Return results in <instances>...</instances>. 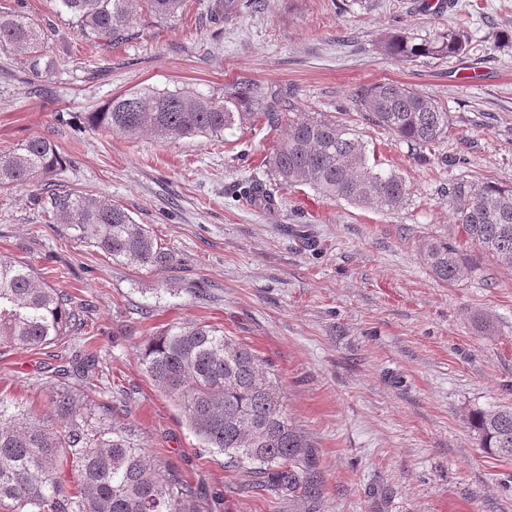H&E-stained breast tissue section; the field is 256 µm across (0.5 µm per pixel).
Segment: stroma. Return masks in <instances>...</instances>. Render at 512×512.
I'll return each instance as SVG.
<instances>
[{
    "label": "stroma",
    "instance_id": "35a3bbf8",
    "mask_svg": "<svg viewBox=\"0 0 512 512\" xmlns=\"http://www.w3.org/2000/svg\"><path fill=\"white\" fill-rule=\"evenodd\" d=\"M266 0L211 22L209 0L182 15L145 19L140 34L97 47L57 16L53 0H0L51 26L65 66L32 74L0 51V151L33 136L69 164L58 188L123 205L179 261L159 277L127 268L62 231L35 186L0 190V256L30 265L75 296L89 329L42 350L0 352V403L47 409L52 371L91 344L118 420L177 467L221 512H512V460L486 454L468 420L512 405V267L471 247L448 208L458 176L512 186V0ZM463 26V53L402 61L378 44L394 30L426 37ZM397 82L452 116L429 161L360 117V85ZM252 85L262 101L336 116L370 161L411 188L388 214L281 189L277 208L240 201V182L270 178L262 159L284 133L253 117L216 145L203 137L78 132L113 96L188 87L227 95ZM445 239L473 266L435 281L423 246ZM175 322L215 324L268 360L289 417L313 445L317 502L248 491L243 472L200 447L185 418L138 359L142 343Z\"/></svg>",
    "mask_w": 512,
    "mask_h": 512
}]
</instances>
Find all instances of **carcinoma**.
<instances>
[{"mask_svg": "<svg viewBox=\"0 0 512 512\" xmlns=\"http://www.w3.org/2000/svg\"><path fill=\"white\" fill-rule=\"evenodd\" d=\"M258 0H222L229 20ZM187 0H55L85 39L98 46L138 35L137 20L171 21ZM53 31L20 12L0 14V49L28 64L30 71L64 65L51 55ZM458 28L420 38L406 31L387 35L380 48L400 60L443 57L464 50ZM352 99L364 119L421 153L448 135L449 112L404 84L382 82L354 89ZM259 106L254 89L242 84L235 94L214 97L184 89L125 92L85 115L79 130H106L126 136L210 137L227 140ZM290 103L263 107L270 126L288 125L287 136L266 156L275 182L250 176L241 197L266 209L278 205L275 187L309 185L329 200H344L394 213L410 196L406 181L369 164L364 143L346 126L312 113L289 116ZM67 160L55 142L32 137L0 152V189L44 187L47 211L56 223L106 257L134 270L171 272L174 255L128 210L92 194L55 192L47 179ZM448 206L467 241L498 262L512 266V188L492 181L458 177L448 183ZM423 260L436 280L463 278L467 258L446 240L426 245ZM86 327L75 297L43 281L19 260L0 257V348L42 349L64 344ZM151 379L183 413L200 445L224 455V467L241 470L247 487L293 500L317 497L311 444L288 417L271 363L220 328L173 323L149 338L140 354ZM96 354L83 349L67 381L53 387L49 411L35 418L0 404V504L13 512H213L202 488L151 454L135 432L111 421L118 408L92 413ZM471 424L487 453L512 460V407L493 406L472 413Z\"/></svg>", "mask_w": 512, "mask_h": 512, "instance_id": "carcinoma-1", "label": "carcinoma"}]
</instances>
